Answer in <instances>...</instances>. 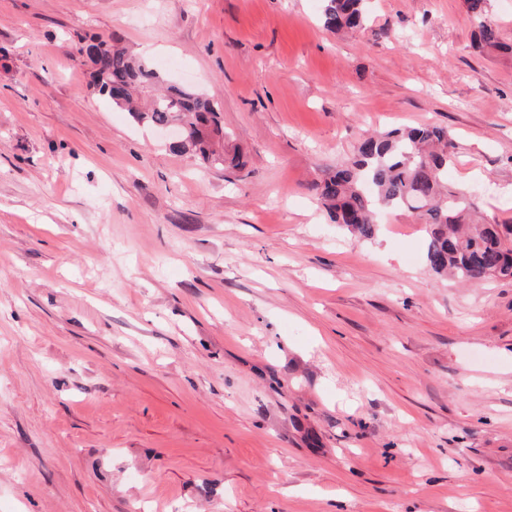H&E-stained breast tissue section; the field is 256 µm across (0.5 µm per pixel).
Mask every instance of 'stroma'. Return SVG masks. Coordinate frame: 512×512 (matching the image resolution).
I'll list each match as a JSON object with an SVG mask.
<instances>
[{
  "mask_svg": "<svg viewBox=\"0 0 512 512\" xmlns=\"http://www.w3.org/2000/svg\"><path fill=\"white\" fill-rule=\"evenodd\" d=\"M0 0V512H512V282L360 241L312 188L448 127L512 224V0ZM104 36L218 102L222 169L90 83ZM323 27L332 33L362 27L366 0H324Z\"/></svg>",
  "mask_w": 512,
  "mask_h": 512,
  "instance_id": "stroma-1",
  "label": "stroma"
}]
</instances>
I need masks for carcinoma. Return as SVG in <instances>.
Wrapping results in <instances>:
<instances>
[{
    "label": "carcinoma",
    "mask_w": 512,
    "mask_h": 512,
    "mask_svg": "<svg viewBox=\"0 0 512 512\" xmlns=\"http://www.w3.org/2000/svg\"><path fill=\"white\" fill-rule=\"evenodd\" d=\"M366 0H325L323 27L338 33L362 27ZM89 56L93 84L112 104L127 110L135 122L159 127L186 123L181 143L168 149L200 157L222 168L224 124L212 99L171 86L155 94L164 78L145 60L131 57L110 40ZM454 139L448 128L423 125L369 136L354 158L313 185L338 227L371 240L378 233L375 214L384 206L416 214L428 235L426 262L431 271L462 284L488 279L512 280V225L475 223L471 195L445 190L453 163Z\"/></svg>",
    "instance_id": "carcinoma-1"
}]
</instances>
